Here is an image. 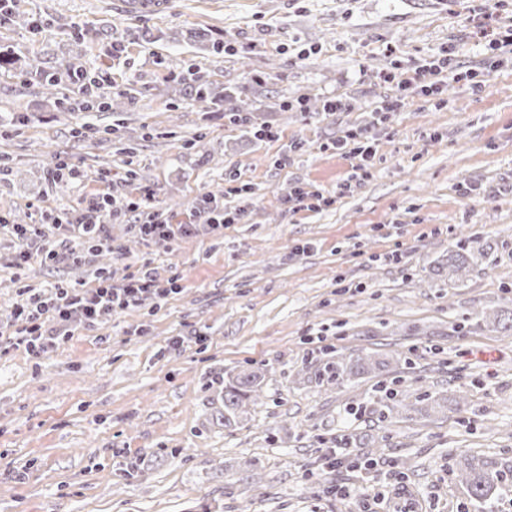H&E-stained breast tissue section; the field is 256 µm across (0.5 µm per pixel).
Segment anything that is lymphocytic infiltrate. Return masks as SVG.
Listing matches in <instances>:
<instances>
[{"label":"lymphocytic infiltrate","instance_id":"obj_1","mask_svg":"<svg viewBox=\"0 0 512 512\" xmlns=\"http://www.w3.org/2000/svg\"><path fill=\"white\" fill-rule=\"evenodd\" d=\"M464 25L486 50L479 68L461 69L456 60V48L452 45L439 53L410 62L392 59L390 68L381 71L378 78L380 82L391 84L394 93L378 100L373 108L374 113L389 118L390 114L404 111L417 98L438 106L444 105V86L451 80L467 82L473 93H481L488 77L498 70L501 55L506 52L512 54V23L501 20L496 0H480L465 17ZM332 148L349 152L356 158L352 179L341 182L332 196L318 190L295 188L288 199L292 211H322L334 203L336 196L349 194L353 180L370 175L377 148L362 130H349L345 138L333 143ZM146 201V195L134 188L121 199L116 198L110 190L85 196L79 214L70 220L74 234L70 240H52L37 224L14 225L13 232L23 246L18 257L25 262L30 259L32 252L37 251L45 260L53 263L79 261L81 252L73 243L75 237L81 236L87 227H104L106 219L117 215L119 208L135 211ZM244 213V208L222 205L207 197L194 208L188 221L175 223L156 214L138 225L137 230L146 240L157 237L174 240L198 232L204 226L215 230L240 223ZM178 291V286L173 283L160 286L151 270L144 267L118 282L108 277H98L89 288L83 290L54 288L46 293H36L27 299L25 305L16 309L18 326L10 342L16 347L25 346L29 353L37 355L48 350L59 337L60 327L65 323L76 321L91 326L112 313L137 305L146 296L165 298Z\"/></svg>","mask_w":512,"mask_h":512}]
</instances>
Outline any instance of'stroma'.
Returning <instances> with one entry per match:
<instances>
[{
    "label": "stroma",
    "mask_w": 512,
    "mask_h": 512,
    "mask_svg": "<svg viewBox=\"0 0 512 512\" xmlns=\"http://www.w3.org/2000/svg\"><path fill=\"white\" fill-rule=\"evenodd\" d=\"M467 10L466 0H169L134 18L116 0H17L0 51L39 57L43 71L0 67V329L11 331L29 294L87 287L103 265L117 281L146 265L181 291L73 326L40 356L0 351V512H393L407 498L423 512H474L455 458L512 457V339L458 332L512 299V62L481 94L451 82L446 106L417 100L372 121L390 92L376 78L390 66L384 46L412 60L455 43L460 67L480 64ZM63 61L70 73L46 94ZM101 75L121 111L74 110L76 78ZM199 75L204 103L190 91ZM302 98L343 107L302 112ZM240 104L250 126L272 124L279 139L230 122ZM356 128L377 143L371 177L321 212L289 210L295 186L334 193L351 174L354 158L329 144ZM61 158L82 183L47 182ZM105 171L115 189L131 174L151 194L148 209L107 224L110 253L14 265L13 225L59 237L45 212L78 209ZM228 185L247 188L230 200L241 223L138 236L148 212L184 220ZM475 239L488 256L461 277L442 268ZM173 336L183 349H169ZM324 345L391 367L320 390L308 354ZM242 369L262 372V391L227 429L216 386ZM395 378L415 397L467 396L468 409L378 421L379 388ZM346 433L374 447L376 468L406 461L408 479L369 499L324 493L359 486L344 467L303 479Z\"/></svg>",
    "instance_id": "1"
}]
</instances>
